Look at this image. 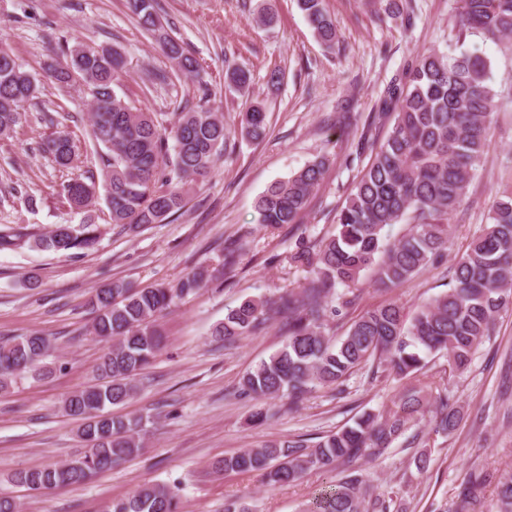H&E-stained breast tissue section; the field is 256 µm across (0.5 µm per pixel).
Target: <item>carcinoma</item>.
<instances>
[{"label": "carcinoma", "mask_w": 512, "mask_h": 512, "mask_svg": "<svg viewBox=\"0 0 512 512\" xmlns=\"http://www.w3.org/2000/svg\"><path fill=\"white\" fill-rule=\"evenodd\" d=\"M315 37L332 48L339 40L324 0H296ZM138 25L152 35L162 53L185 74L201 68L162 23L155 0H128ZM453 24L462 34L476 33L501 42L512 39V0H459ZM125 67L123 54L111 46L77 42L45 65L46 78L57 85L79 83L91 97L89 135L106 149L101 156L102 182L95 175L61 183L62 203L80 215L79 227L57 224L33 239L34 247L55 252L85 251L100 238L99 199L113 224L140 228L160 224L188 203L184 179L208 173L229 137L223 118L204 104H185L170 127L156 114L138 107L115 87ZM250 73L227 68L226 82L238 89ZM36 77L0 47V137L14 132L24 107L39 99ZM496 94L491 62L476 52L440 53L426 49L406 81L387 88L370 125L385 126L379 143L370 145V160L336 212V233L317 244L300 240L293 255L310 269L300 289L278 300L248 299L231 309L214 335L230 344L263 330L274 314L287 317L284 345L246 373L241 393L258 399L286 398L288 410L318 387H339L355 368L372 375L410 377L427 360L444 357L454 372L463 371L500 313L512 306V192L494 196L489 223L458 257L448 289L409 312L395 301L367 310L339 338L329 335V317L355 304L363 279L396 288L425 270L448 250L450 220L473 173L491 145ZM59 112L45 111L40 120L51 133L39 149L61 171L73 167L80 146L70 134L56 130ZM241 132L254 141L267 135V113L259 102L241 112ZM322 155L299 171L271 184L258 198V223H296L325 173ZM409 225L391 240L386 228ZM203 273L191 272L176 287L136 289L115 281L96 290L91 301L94 335L110 343L98 367L99 383L64 400L66 414L82 420L78 437L86 451L62 464L18 470L8 476L17 487L48 491L77 485L136 454L142 443V419L104 414L135 393L133 378L162 345L157 319L176 300L200 289ZM347 293L333 304L337 286ZM52 350L43 336L0 341V389L23 373L41 375ZM434 430L451 434L461 421L448 396L432 402L421 391L405 390L385 415L364 413L313 444L288 438L258 448H244L217 461L219 472H254L269 487L297 480L311 469L351 463L364 454H381L428 412ZM485 476L473 472L461 484L453 512H475L481 505ZM176 491L165 484L146 485L128 498L107 503L103 512H178ZM496 512H512V471L497 482ZM303 512H392L391 504L367 494L360 476L350 473L313 498Z\"/></svg>", "instance_id": "cac0c4a2"}]
</instances>
